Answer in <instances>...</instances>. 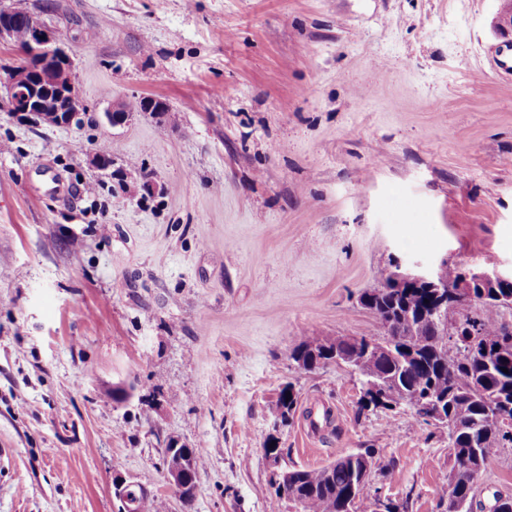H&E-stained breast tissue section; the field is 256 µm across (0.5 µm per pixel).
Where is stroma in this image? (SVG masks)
Wrapping results in <instances>:
<instances>
[{
	"instance_id": "1",
	"label": "stroma",
	"mask_w": 512,
	"mask_h": 512,
	"mask_svg": "<svg viewBox=\"0 0 512 512\" xmlns=\"http://www.w3.org/2000/svg\"><path fill=\"white\" fill-rule=\"evenodd\" d=\"M26 5L60 32L86 115L0 110V512H118L117 475L165 512H295L282 472L365 449L364 504L447 512V425L361 408L351 369L292 353L383 339L360 297L394 268H512L499 0ZM172 440L205 451L188 509L165 478ZM498 494L510 446L474 512Z\"/></svg>"
}]
</instances>
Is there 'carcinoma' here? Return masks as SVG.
<instances>
[{"instance_id":"carcinoma-1","label":"carcinoma","mask_w":512,"mask_h":512,"mask_svg":"<svg viewBox=\"0 0 512 512\" xmlns=\"http://www.w3.org/2000/svg\"><path fill=\"white\" fill-rule=\"evenodd\" d=\"M360 304L390 323L380 351L367 355L364 341L336 339L303 342L292 358L313 370L339 357L362 377L363 406L391 408L368 398L369 386L377 383L397 393V403L425 423L421 400L430 393L443 396L446 415L454 424L448 428L454 459L448 490L456 512H473L474 474L484 467L491 448L512 444V431L490 423L495 409H512V326L504 320L505 310H512V288L485 294L476 289L473 298L458 301L452 309L459 317L452 347L445 322L431 318L435 298L429 288H375L361 295ZM361 465L353 453L331 468L291 469L278 493L293 501L299 512H358L361 490L353 487V467ZM126 497L128 512L164 508L157 498L142 495L137 485L128 488Z\"/></svg>"}]
</instances>
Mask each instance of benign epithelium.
<instances>
[{
  "instance_id": "7a95c632",
  "label": "benign epithelium",
  "mask_w": 512,
  "mask_h": 512,
  "mask_svg": "<svg viewBox=\"0 0 512 512\" xmlns=\"http://www.w3.org/2000/svg\"><path fill=\"white\" fill-rule=\"evenodd\" d=\"M27 30L25 43L14 40L15 29ZM0 43L10 45L29 63L23 74L0 77V109L22 119L53 109L52 118L60 126L79 125L84 108L76 91L72 63L61 44L58 31L39 11L22 6V0H0ZM460 288H512V272L467 269L461 271ZM439 272L420 271L403 274L394 272L392 285L403 288L410 284L424 285L439 297V306L455 304L460 293L438 279ZM168 456L173 458L166 470L167 481L179 498L186 497L188 482L198 483V475L188 463L186 445L177 440L168 444Z\"/></svg>"
}]
</instances>
